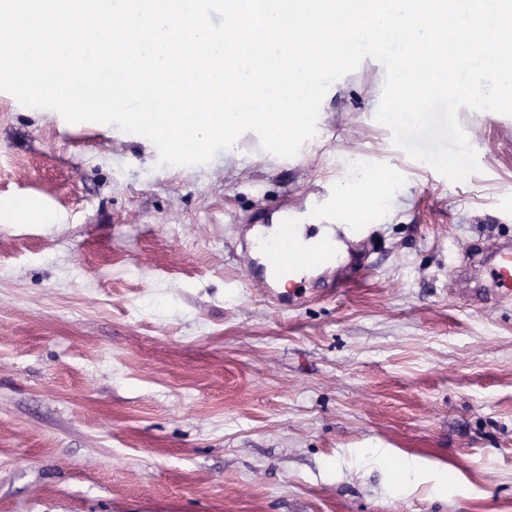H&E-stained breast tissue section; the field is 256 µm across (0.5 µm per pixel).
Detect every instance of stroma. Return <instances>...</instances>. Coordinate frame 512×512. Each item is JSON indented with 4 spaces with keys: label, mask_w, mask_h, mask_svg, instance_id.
<instances>
[{
    "label": "stroma",
    "mask_w": 512,
    "mask_h": 512,
    "mask_svg": "<svg viewBox=\"0 0 512 512\" xmlns=\"http://www.w3.org/2000/svg\"><path fill=\"white\" fill-rule=\"evenodd\" d=\"M384 81L342 76L295 157L197 166L0 92V205L58 216L0 222V512H512V302L449 276L512 238V116L459 109L455 183L376 121ZM355 159L399 196L359 201L372 270L272 311L243 218Z\"/></svg>",
    "instance_id": "35a3bbf8"
}]
</instances>
